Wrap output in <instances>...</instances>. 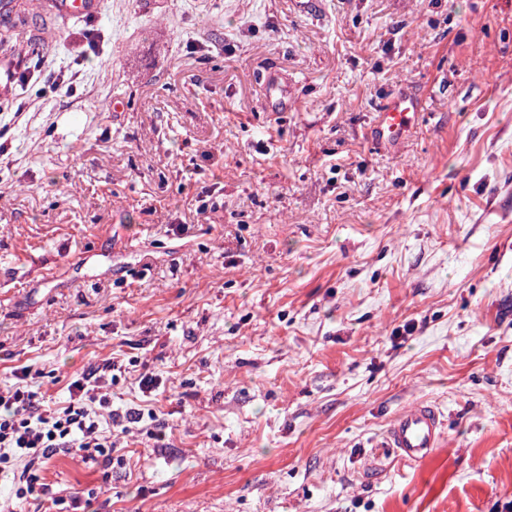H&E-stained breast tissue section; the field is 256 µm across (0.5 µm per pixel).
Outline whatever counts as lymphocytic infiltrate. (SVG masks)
Masks as SVG:
<instances>
[{
    "mask_svg": "<svg viewBox=\"0 0 512 512\" xmlns=\"http://www.w3.org/2000/svg\"><path fill=\"white\" fill-rule=\"evenodd\" d=\"M104 369L102 375L73 380L69 400L58 407L46 405L31 385L0 387V474L11 475L12 491L25 501L27 512H48L63 503L43 481L42 472L53 457L111 458L115 443L101 417L110 404L105 375L115 365L106 363Z\"/></svg>",
    "mask_w": 512,
    "mask_h": 512,
    "instance_id": "f902f5d3",
    "label": "lymphocytic infiltrate"
}]
</instances>
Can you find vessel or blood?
I'll return each mask as SVG.
<instances>
[{
    "label": "vessel or blood",
    "instance_id": "obj_1",
    "mask_svg": "<svg viewBox=\"0 0 512 512\" xmlns=\"http://www.w3.org/2000/svg\"><path fill=\"white\" fill-rule=\"evenodd\" d=\"M49 13L67 18L96 16L100 0H45ZM22 57L12 52L0 53V98L11 96L16 88ZM420 105L408 94L399 95L382 106L377 114L373 139L389 147L400 142L416 122ZM444 422L431 405L419 402L402 410L387 431V438L400 459L417 463L430 457L441 445Z\"/></svg>",
    "mask_w": 512,
    "mask_h": 512
}]
</instances>
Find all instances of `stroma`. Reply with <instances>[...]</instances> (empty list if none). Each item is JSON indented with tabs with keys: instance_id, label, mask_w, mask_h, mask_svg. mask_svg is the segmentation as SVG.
<instances>
[{
	"instance_id": "1",
	"label": "stroma",
	"mask_w": 512,
	"mask_h": 512,
	"mask_svg": "<svg viewBox=\"0 0 512 512\" xmlns=\"http://www.w3.org/2000/svg\"><path fill=\"white\" fill-rule=\"evenodd\" d=\"M43 56L82 78L0 116V385L29 367L53 404L121 367L111 480L58 456L53 491L82 512H502L512 0H102ZM403 91L415 126L376 147ZM421 401L445 436L407 463L386 431ZM419 111V101L410 94H401L384 104L375 121L376 144L390 147L400 142L412 129Z\"/></svg>"
}]
</instances>
